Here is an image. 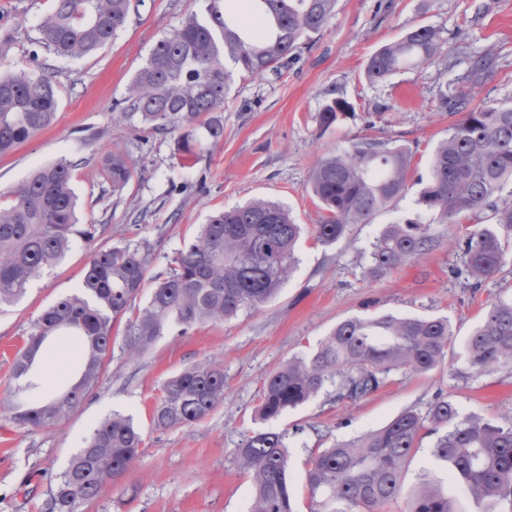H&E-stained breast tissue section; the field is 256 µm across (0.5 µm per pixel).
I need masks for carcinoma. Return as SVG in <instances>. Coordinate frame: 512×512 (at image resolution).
Segmentation results:
<instances>
[{
  "label": "carcinoma",
  "instance_id": "cac0c4a2",
  "mask_svg": "<svg viewBox=\"0 0 512 512\" xmlns=\"http://www.w3.org/2000/svg\"><path fill=\"white\" fill-rule=\"evenodd\" d=\"M131 0H54L40 22L41 43L62 58L95 54L124 27ZM211 21L189 17L159 39L128 89L121 114L138 113L153 132L175 135L173 155L193 167L203 146L224 140L221 109L234 74H282L299 62L302 40L326 29L337 0H254L248 13L219 11L208 0ZM442 30L408 28L381 46L365 74L372 84L429 63L443 54ZM495 52L471 58L459 81L470 91L437 90L441 112L459 116L434 148L429 175L419 191L420 209L443 224H475L458 239L463 267L457 275L478 288L505 263L512 246V203L498 197L512 182V103L478 100L472 89L494 74ZM58 107L53 76L29 71L0 73V156L50 125ZM352 110L341 95L317 115L326 132ZM413 155L402 145L360 139L329 154L313 168L309 189L322 212L315 240L331 245L350 225L373 216L409 190ZM112 190L139 172L121 153L106 160ZM0 205V306L13 304L30 283L53 267L75 236L92 240L94 224L77 223V196L70 162L59 160L34 172ZM492 212L495 222L482 223ZM301 225L282 205L257 199L210 216L198 235L176 252L170 271L154 280L143 306L149 266L146 245H116L94 253L78 293L63 297L37 318L18 351L17 392L37 388L34 371L60 340L74 342L81 361L59 394L19 399L0 406L18 427L45 429L77 408L99 385L112 363L113 326L124 320L121 352H146L172 325L185 334L257 310L275 298L298 262ZM440 244L431 225L417 219L387 224L373 243L366 278L388 274ZM454 334L445 317L392 314L351 317L338 324L309 357H293L263 382L256 414L269 422L296 409L328 386L336 398L355 401L376 391L394 371L427 372L445 362ZM477 372L512 367V300L498 299L463 343ZM224 400V366L205 359L169 378L150 421L157 430L195 423ZM437 435L433 455L448 482L465 487L480 512H512V417L492 420L461 415L441 396L426 412L406 409L377 430L319 451L306 472L309 512H376L401 497L407 464L422 432ZM133 420L114 413L93 430L84 448L54 480L42 512H77L107 483L119 484L142 445ZM236 461L252 483L249 512H295L289 478L287 433L271 427L247 434ZM407 512H459L442 483L424 478L409 494Z\"/></svg>",
  "mask_w": 512,
  "mask_h": 512
}]
</instances>
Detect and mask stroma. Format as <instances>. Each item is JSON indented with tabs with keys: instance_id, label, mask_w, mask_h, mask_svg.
Masks as SVG:
<instances>
[{
	"instance_id": "1",
	"label": "stroma",
	"mask_w": 512,
	"mask_h": 512,
	"mask_svg": "<svg viewBox=\"0 0 512 512\" xmlns=\"http://www.w3.org/2000/svg\"><path fill=\"white\" fill-rule=\"evenodd\" d=\"M51 0H0V70H35L45 64L59 87L51 125L0 156V191L16 188L35 169L71 163L79 199L78 221L96 225L94 240L73 237L65 256L29 285L17 302L0 308V399L13 396L15 353L40 314L76 293L95 251L127 242L150 248L149 274L166 275L175 252L192 241L214 212L262 198L288 208L303 227L298 264L279 294L260 309L222 323L196 325L187 334L165 332L140 358L114 355L98 388L54 427L28 430L0 418V512H40L49 483L83 448L95 426L114 413L142 429L139 454L120 485H105L78 512H248L252 486L237 465L236 449L256 429L263 382L288 359L313 354L340 321L385 314L448 318L463 343L486 306L512 299V253L477 289L455 278V247L467 228L433 224L441 239L433 251L376 279L362 271L381 229L418 213L417 189L351 225L331 245L314 240L321 213L308 190L322 157L359 138L389 140L413 153L411 181L427 178L429 157L447 137L451 116L437 109L439 85L454 82L474 50L495 47L496 71L480 88L483 98L512 100V0H337L336 16L307 40L300 61L280 75H235L224 101V140L193 168L173 157L174 137L142 130L139 115L115 112L150 50L189 15L207 18V0H131L125 26L94 55L60 59L38 49V25ZM414 25L440 28L455 63L435 61L386 82L370 84L369 58ZM353 106L335 128L320 132L316 116L334 91ZM399 109L370 120L375 104ZM123 153L138 169L122 192L103 171L104 159ZM210 358L224 365V400L206 418L169 429L149 417L163 383ZM455 401L461 414L497 419L512 410V367L477 373L462 351L424 374L392 373L375 392L351 402L334 390L273 421L287 431L289 476L298 512H306L305 474L319 449L378 429L409 408L426 410L437 397ZM435 437L421 435L404 476L412 492L423 475L447 481L432 454Z\"/></svg>"
}]
</instances>
